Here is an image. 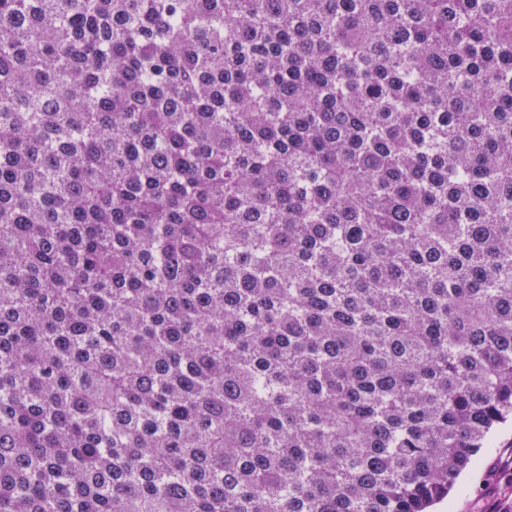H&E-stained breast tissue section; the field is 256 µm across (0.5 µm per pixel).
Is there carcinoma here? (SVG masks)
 Instances as JSON below:
<instances>
[{
	"label": "carcinoma",
	"mask_w": 512,
	"mask_h": 512,
	"mask_svg": "<svg viewBox=\"0 0 512 512\" xmlns=\"http://www.w3.org/2000/svg\"><path fill=\"white\" fill-rule=\"evenodd\" d=\"M512 420V0H0V512H427Z\"/></svg>",
	"instance_id": "cac0c4a2"
}]
</instances>
